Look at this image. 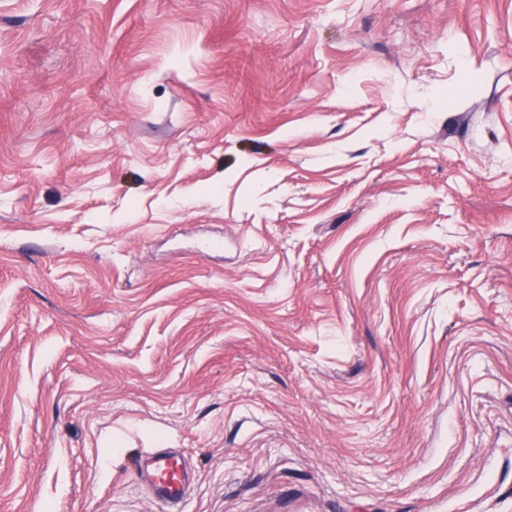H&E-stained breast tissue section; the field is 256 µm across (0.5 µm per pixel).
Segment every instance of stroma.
<instances>
[{
    "label": "stroma",
    "mask_w": 512,
    "mask_h": 512,
    "mask_svg": "<svg viewBox=\"0 0 512 512\" xmlns=\"http://www.w3.org/2000/svg\"><path fill=\"white\" fill-rule=\"evenodd\" d=\"M158 446L512 512V0H0V512H167Z\"/></svg>",
    "instance_id": "1"
}]
</instances>
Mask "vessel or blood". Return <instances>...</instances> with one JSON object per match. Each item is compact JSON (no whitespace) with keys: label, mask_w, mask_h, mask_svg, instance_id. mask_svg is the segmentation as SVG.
I'll use <instances>...</instances> for the list:
<instances>
[{"label":"vessel or blood","mask_w":512,"mask_h":512,"mask_svg":"<svg viewBox=\"0 0 512 512\" xmlns=\"http://www.w3.org/2000/svg\"><path fill=\"white\" fill-rule=\"evenodd\" d=\"M135 472L171 512H182L181 506L194 480L191 460L171 449L157 448L138 458Z\"/></svg>","instance_id":"vessel-or-blood-1"}]
</instances>
